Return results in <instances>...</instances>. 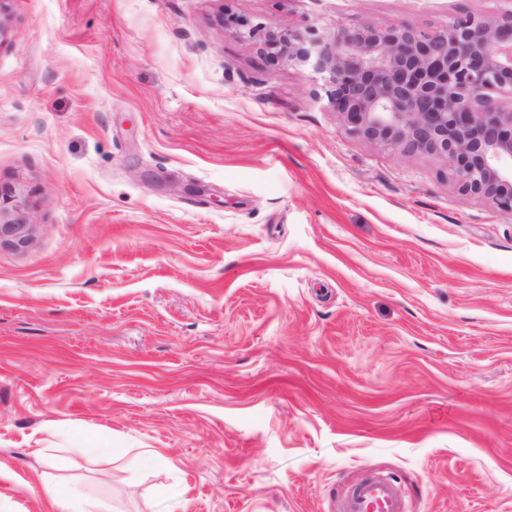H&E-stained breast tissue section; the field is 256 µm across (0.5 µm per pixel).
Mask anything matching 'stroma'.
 <instances>
[{"mask_svg": "<svg viewBox=\"0 0 512 512\" xmlns=\"http://www.w3.org/2000/svg\"><path fill=\"white\" fill-rule=\"evenodd\" d=\"M512 0H11L0 512H512V215L372 147L226 29L447 25ZM165 485L179 495H156ZM31 201L19 187L0 189V240L17 246L25 245L31 238L33 222L29 211ZM337 512H407L405 496L387 476L367 473L350 486ZM42 494L56 505L60 512H108L100 511L104 506L87 501L76 487L55 483H45Z\"/></svg>", "mask_w": 512, "mask_h": 512, "instance_id": "1", "label": "stroma"}]
</instances>
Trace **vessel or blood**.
I'll return each instance as SVG.
<instances>
[{
  "label": "vessel or blood",
  "mask_w": 512,
  "mask_h": 512,
  "mask_svg": "<svg viewBox=\"0 0 512 512\" xmlns=\"http://www.w3.org/2000/svg\"><path fill=\"white\" fill-rule=\"evenodd\" d=\"M337 512H407L405 496L387 476L368 473L350 486Z\"/></svg>",
  "instance_id": "vessel-or-blood-1"
}]
</instances>
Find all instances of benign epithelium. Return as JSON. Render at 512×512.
I'll return each mask as SVG.
<instances>
[{
    "label": "benign epithelium",
    "instance_id": "obj_1",
    "mask_svg": "<svg viewBox=\"0 0 512 512\" xmlns=\"http://www.w3.org/2000/svg\"><path fill=\"white\" fill-rule=\"evenodd\" d=\"M225 27L275 63L308 66L324 81L329 107L349 133L373 147L430 155L458 189L512 214V10L460 11L441 29L414 24L266 31L229 16ZM31 201L0 189V240L26 244Z\"/></svg>",
    "mask_w": 512,
    "mask_h": 512
}]
</instances>
